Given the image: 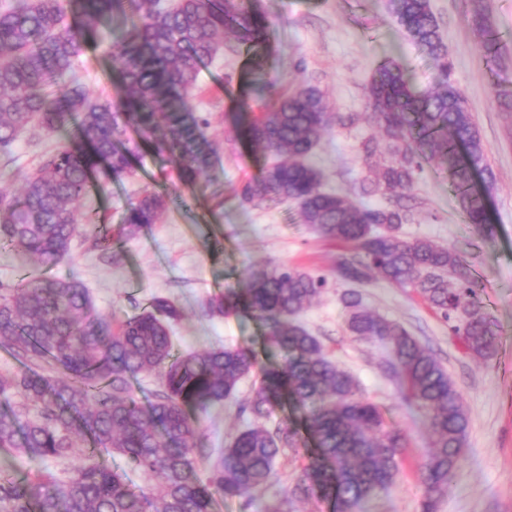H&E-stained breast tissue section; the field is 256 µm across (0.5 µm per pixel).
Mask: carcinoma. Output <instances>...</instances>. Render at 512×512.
Listing matches in <instances>:
<instances>
[{"instance_id": "1", "label": "carcinoma", "mask_w": 512, "mask_h": 512, "mask_svg": "<svg viewBox=\"0 0 512 512\" xmlns=\"http://www.w3.org/2000/svg\"><path fill=\"white\" fill-rule=\"evenodd\" d=\"M390 9L431 56L439 80L419 90L386 62L368 86L373 112L365 120L381 128L385 146L372 137L362 143L366 158L383 162L361 181L359 194L388 203L367 206L323 190V173L308 158L332 116L312 85L240 124L239 134L276 160L234 195L243 206L297 203L302 223L343 245L337 280L382 281L418 294L469 356L488 361L498 338L460 253L429 238L405 239L400 230L412 219L425 163L448 171L468 223L480 231L495 177L465 93L452 79L430 0H390ZM114 18L122 22L108 45L117 94L95 95L75 62L102 42L101 25ZM474 21L482 51L495 60L491 17L477 5ZM266 22L254 0H11L0 11V156L12 161L19 131L33 121L51 134L74 121L82 143L45 155L20 194L0 192V247L42 268L0 285V349L15 364L0 372V451L29 463L25 472L0 468V512H215L220 499L247 502L253 490L274 483L277 459L300 448L295 421L270 422L284 393L303 411L316 445L315 462L301 469L289 496L354 512L395 485L406 437L299 321L328 286L326 276L275 266L204 304L210 316L245 308L262 322L281 358L265 365L248 345L175 353L169 322L179 311L163 297L138 314L106 319L83 284L44 274L67 259L75 237H92L112 257L116 241L156 223L166 208L165 195L146 193L128 204L113 234L78 218L94 171L101 167L118 181L131 170L130 133L171 160L181 183L193 184L206 171L218 144L204 136L189 106L199 66L224 52L227 32L248 49L260 45ZM340 301L349 333L383 343L385 372L426 418L422 512H435L468 426L461 395L436 356L401 324L369 310L355 290ZM253 374L252 396L237 401L246 423L227 447L202 446L197 415L236 401L240 383ZM140 377L155 383L144 402L133 386ZM103 451L125 457L149 490L103 464Z\"/></svg>"}]
</instances>
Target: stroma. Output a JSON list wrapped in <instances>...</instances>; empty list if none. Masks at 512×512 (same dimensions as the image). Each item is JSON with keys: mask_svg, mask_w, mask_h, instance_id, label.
Masks as SVG:
<instances>
[{"mask_svg": "<svg viewBox=\"0 0 512 512\" xmlns=\"http://www.w3.org/2000/svg\"><path fill=\"white\" fill-rule=\"evenodd\" d=\"M485 2L502 51L496 66L480 49L473 0H431V5L448 46L452 78L467 97L497 181L490 203L492 232L480 235L467 223L447 173L431 163L416 185L420 205L401 233L460 250L494 324L498 353L485 363L470 357L447 324L412 292L381 282L358 287L367 307L398 321L433 351L461 394L469 424L459 466L436 512H512V112L490 94L494 77L512 82V0ZM258 7L268 18L259 47L267 57L264 71L252 72L251 53L243 48L225 51L199 68L190 105L207 121L205 136L219 145L209 169L193 187H183L174 166L150 144L140 143L133 174L111 182L97 173L83 209L99 223L116 226L128 203L147 191L162 192L168 202L159 221L122 241L117 261L101 255L91 239H75L69 258L50 274L85 284L96 313L104 317L131 315L153 297L167 298L180 312L171 324L176 348L248 344L264 363L276 355L265 346L260 322L244 310L223 319L210 317L204 302L241 288L251 271L281 264L330 277L329 287L301 321L407 436L397 484L366 502L362 512H421L419 464L428 439L423 418L402 400L397 380L385 374L383 345L346 329L340 303L345 285L332 279L336 243L302 224L296 206L243 207L233 197V187L256 174L266 157L234 139L232 113L243 100L261 111V102L248 91L255 79L288 88L314 85L330 112L345 116L370 112L367 87L380 64L401 65L421 88L436 84L437 70L391 17L389 0H259ZM76 66L91 92L114 93V64L105 46L86 51ZM377 132L364 122L330 127L310 158L324 175V190L357 197L368 174L361 144ZM59 145L39 127L24 131L13 150V176L0 178V191H19L22 174ZM242 426L232 404L200 415L198 423L202 441L213 448L224 447Z\"/></svg>", "mask_w": 512, "mask_h": 512, "instance_id": "35a3bbf8", "label": "stroma"}]
</instances>
